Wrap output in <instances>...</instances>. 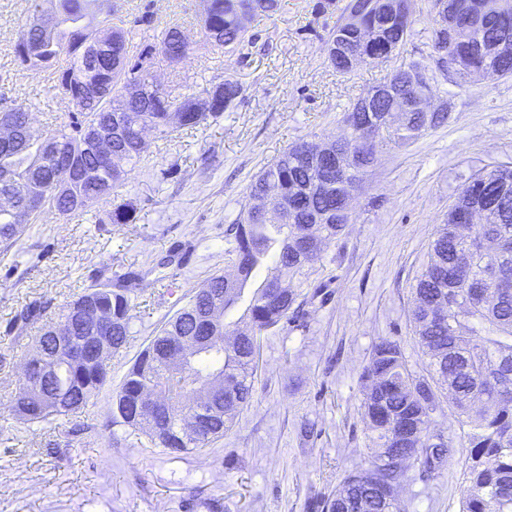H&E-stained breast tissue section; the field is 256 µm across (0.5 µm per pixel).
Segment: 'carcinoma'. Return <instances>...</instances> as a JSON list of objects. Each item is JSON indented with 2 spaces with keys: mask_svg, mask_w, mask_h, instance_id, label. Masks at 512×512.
Instances as JSON below:
<instances>
[{
  "mask_svg": "<svg viewBox=\"0 0 512 512\" xmlns=\"http://www.w3.org/2000/svg\"><path fill=\"white\" fill-rule=\"evenodd\" d=\"M58 2L59 24L40 36V56L46 66L59 63L63 56L68 58L67 66L61 68L60 81L76 111L66 127L47 135L43 142L31 139L23 124H18L10 146L0 148V193L13 194L22 206L29 194L37 193L45 205L75 212L112 195L123 185L127 171L115 175L106 162L84 156L85 177L78 192L85 203L70 206L53 190L54 159L45 143L75 145L82 139L84 127L96 124L108 129L111 110L124 109L127 125L122 134L112 137L113 150L128 164L138 162L146 146L134 126L144 118L156 130L166 131L168 111L180 98L167 94L134 101L124 97L123 89L129 83L145 86L150 82L146 59L162 57L171 61L179 54L176 35L180 28L169 27L156 42L135 55L128 53L123 35L109 47L101 65L93 68L81 54L83 0ZM277 8L278 0H211L201 33L205 40L216 39L222 47L251 43L255 35L240 27L238 13L270 16ZM455 10L480 21L477 28L461 26L457 47L475 48L482 39H502V52L490 64L504 76H512V0H448V11ZM383 18L384 0H346L334 32L352 40L356 25L378 23ZM414 23L410 14L396 16L382 28L381 39L403 43ZM431 47L439 54V69L454 82L464 80L463 75L447 71V41L434 24ZM414 71L428 81L434 79L425 57L397 60L390 81L398 85L399 98L408 99L417 93L408 80ZM82 81L108 84L109 95L96 103L84 102L79 91ZM241 95L239 83L224 81V94L212 110L186 112L180 126L193 128L210 116L220 115ZM397 103L398 98L382 100L368 111L354 105L345 113L344 118L351 119L348 145L359 154L358 162L347 170H336V157L331 155L311 164L309 143L303 141L287 148L254 177L249 196L268 197L286 208L293 221L282 224L275 215L245 210L228 226L224 232V262L234 267V276L227 278L216 271L188 300H176L180 307L135 356L113 391V406L118 410L113 423L147 436L169 454L204 448L234 426L253 395L261 333L287 320L297 302L298 293L288 288V280L308 275L323 246L338 239L346 228L349 216L344 212L342 194L348 187L362 185L374 152L365 125ZM420 134L417 116L410 112L405 123L388 132V137L390 142L404 145ZM510 170L502 166L475 177L456 200L458 204L469 200L485 203L488 223L475 232L468 224L447 221L436 227L428 260L415 279L411 310L412 333L429 358L427 373L417 374L408 368L397 342L384 338L376 344L361 376L362 408L374 451L363 468L346 474L336 492L321 499V512H400L397 487L408 469L414 468L423 478L440 469L447 459L450 441L433 425L434 414L441 410L444 399L455 410L468 448L461 512H512V197L499 196V175ZM37 216L36 211L15 216L0 213L3 251L17 243ZM134 219L135 209L129 203L112 211L114 224H129ZM309 238L316 241L311 251L302 248V242ZM260 267L267 274L243 311L240 323L245 331H230L224 320H218L213 324L215 335L230 332L233 342L190 360L176 375L170 373L160 351L175 335V328L197 310L216 304L225 311L237 307ZM143 279L139 272H115L78 298L80 303L90 301L112 312L116 354L131 336L133 300ZM217 379L224 381V403L221 423L211 436L183 445L175 436H155L139 423L137 410L143 389H160L169 395V412L161 418L167 427L185 412L196 394ZM107 381L108 371L77 362L61 373L58 386L64 392L79 386L83 392L80 401L25 403L27 397L37 393L52 396L32 376L19 390L13 407L29 423L69 417L96 398Z\"/></svg>",
  "mask_w": 512,
  "mask_h": 512,
  "instance_id": "carcinoma-1",
  "label": "carcinoma"
}]
</instances>
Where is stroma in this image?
Segmentation results:
<instances>
[{
    "label": "stroma",
    "instance_id": "stroma-1",
    "mask_svg": "<svg viewBox=\"0 0 512 512\" xmlns=\"http://www.w3.org/2000/svg\"><path fill=\"white\" fill-rule=\"evenodd\" d=\"M47 2L0 0V107H25L43 135L69 124L74 107L54 69L21 65L12 47L34 4ZM316 3L279 0L275 14L250 22L254 44L234 52L203 39V0H112L106 17L90 12L91 28L126 31L132 52L180 25L192 48L174 65L156 59L160 81L198 96L231 80L244 93L196 128L150 133L116 193L83 213L44 209L0 253V512H319L370 454L360 375L375 345L397 341L408 368L425 370L410 326L412 287L462 188L512 166V76L436 78L435 98L454 97L448 123L401 148L376 140L350 224L297 285V322L262 334L253 397L223 438L170 455L112 422L114 384L173 315L176 295L224 269V231L247 206L253 176L297 142L340 136L344 112L391 73L388 63L336 73L326 44L345 0L324 13ZM125 202L133 223H113ZM172 253L177 292L143 281L133 334L109 362L111 386L69 419L24 423L13 401L42 327L107 270L144 271ZM34 305L40 313L28 316ZM435 427L450 452L430 479L409 473L398 489L402 512H460L467 450L449 408Z\"/></svg>",
    "mask_w": 512,
    "mask_h": 512
}]
</instances>
